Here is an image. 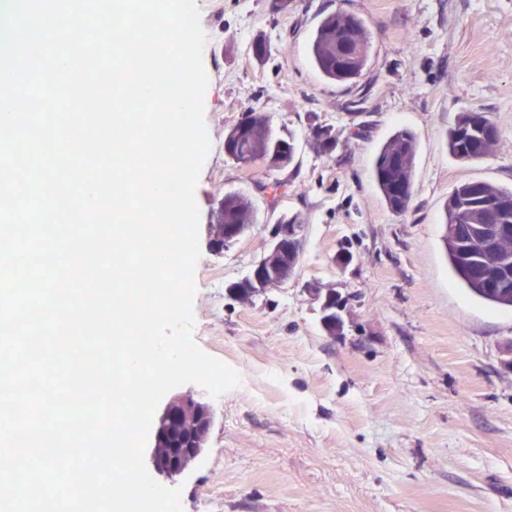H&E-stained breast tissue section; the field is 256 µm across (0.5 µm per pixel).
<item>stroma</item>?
Listing matches in <instances>:
<instances>
[{
  "label": "stroma",
  "mask_w": 512,
  "mask_h": 512,
  "mask_svg": "<svg viewBox=\"0 0 512 512\" xmlns=\"http://www.w3.org/2000/svg\"><path fill=\"white\" fill-rule=\"evenodd\" d=\"M211 139L195 189L201 257L194 338L241 376L207 402L206 449L164 486L183 512H512V313L473 297L444 249L454 187L512 188V0H199ZM371 36L357 83L326 81L309 37L334 11ZM264 38L267 55L250 45ZM294 135L295 161L268 172L224 154V132L250 108ZM466 112L498 129L495 152L463 163L448 130ZM331 128L326 154L314 137ZM417 142L412 198L390 211L374 158L396 130ZM360 137H350V130ZM282 179L271 201L261 183ZM249 197L257 221L224 252L210 245L224 193ZM304 224L288 283L249 301L228 291L267 248L282 217ZM347 253V263L337 256ZM345 300L328 335L317 289Z\"/></svg>",
  "instance_id": "1"
}]
</instances>
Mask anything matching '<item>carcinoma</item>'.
Listing matches in <instances>:
<instances>
[{
	"label": "carcinoma",
	"instance_id": "cac0c4a2",
	"mask_svg": "<svg viewBox=\"0 0 512 512\" xmlns=\"http://www.w3.org/2000/svg\"><path fill=\"white\" fill-rule=\"evenodd\" d=\"M370 53V37L364 23L355 15L337 11L325 15L310 42V55L322 76L338 83L352 82L365 69ZM494 122L480 112L464 114L448 133V151L461 162H472L488 156L483 148L485 129ZM288 145L279 168L294 161V137L277 135L270 115L258 109L249 111L245 127L230 126L224 135V144L231 147L227 157L241 167L260 163L271 155L276 143ZM416 141L413 133L402 129L394 133L381 147L374 164L377 186L387 207L396 214L404 213L411 201L414 180ZM475 199L467 194L465 185L456 187L446 204L445 247L448 263L465 288L476 298L506 310H512V288L486 285L484 271L497 266V260L507 261L512 272V234L503 237L498 246V258L480 264L479 239L485 206L501 202L508 206V223L512 225V189L501 188L487 182L480 183ZM255 223V208L245 195L228 192L220 199L210 225V236L220 234L226 224ZM300 250L295 249L276 261L275 273L293 274L299 262ZM230 292L242 301H248L265 292L263 285L246 276L231 283ZM187 415L173 425L167 439L158 444L159 452L170 448H185L204 433L208 426L206 411Z\"/></svg>",
	"mask_w": 512,
	"mask_h": 512
}]
</instances>
